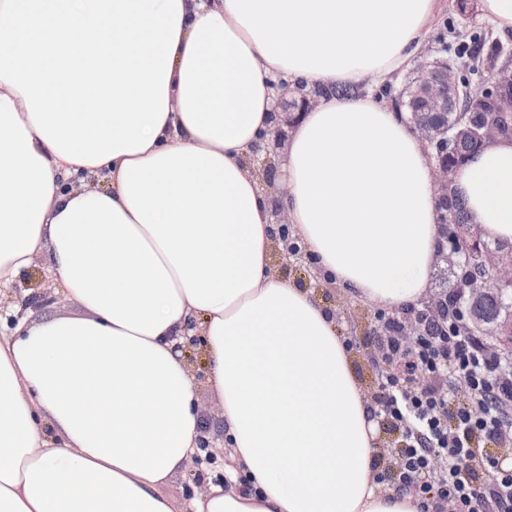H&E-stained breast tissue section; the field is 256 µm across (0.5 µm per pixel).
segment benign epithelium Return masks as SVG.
<instances>
[{
    "label": "benign epithelium",
    "instance_id": "benign-epithelium-1",
    "mask_svg": "<svg viewBox=\"0 0 512 512\" xmlns=\"http://www.w3.org/2000/svg\"><path fill=\"white\" fill-rule=\"evenodd\" d=\"M457 74L458 67L453 64L440 59H426L419 64L413 79V95L421 100L426 111L446 112L459 88ZM511 80L512 67L498 72L490 92L479 101L476 109L477 126L485 131H492L490 137L480 136L483 148L500 139L512 138V127L503 122L505 115L512 114V92L506 90ZM309 106L310 100L304 93L290 100L281 99L276 105L277 112L274 113V136L278 137L281 133L280 115H286L291 111L301 114L307 111ZM414 126L434 159L433 183L438 207L442 208L439 213V223L444 224L446 209L452 197L451 183L454 174V170L448 168L446 163L448 131L424 121H418ZM253 163L262 171L265 186L273 189L276 194L272 235L278 241L275 257L279 259L280 274L286 278L291 267L288 259L309 262L311 258L304 247L298 244V238L293 236L292 224L288 222L287 211L282 202L286 197L287 188L274 184L276 166L271 157L266 154V146L258 144L253 148ZM481 243L482 237L477 233L463 247L450 248L446 252L448 262L457 266L481 260L483 258ZM493 279L500 289H511L512 260L498 262L494 266ZM461 291L476 302L487 293V288H485V282L481 280H467L461 284ZM489 329L496 338V344L492 345L493 351L504 361V367L512 370V338L501 335L497 325H491Z\"/></svg>",
    "mask_w": 512,
    "mask_h": 512
}]
</instances>
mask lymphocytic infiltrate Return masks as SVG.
I'll return each instance as SVG.
<instances>
[{
  "mask_svg": "<svg viewBox=\"0 0 512 512\" xmlns=\"http://www.w3.org/2000/svg\"><path fill=\"white\" fill-rule=\"evenodd\" d=\"M417 327L406 336L408 315ZM374 339L384 366L367 410L399 431L396 468L384 450L372 460L378 483L411 493L420 512H512V464L483 443H512V374L498 370L494 352L462 329L463 311L444 301L438 313L421 305L375 314Z\"/></svg>",
  "mask_w": 512,
  "mask_h": 512,
  "instance_id": "lymphocytic-infiltrate-1",
  "label": "lymphocytic infiltrate"
}]
</instances>
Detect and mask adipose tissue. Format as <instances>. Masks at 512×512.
<instances>
[{"label": "adipose tissue", "mask_w": 512, "mask_h": 512, "mask_svg": "<svg viewBox=\"0 0 512 512\" xmlns=\"http://www.w3.org/2000/svg\"><path fill=\"white\" fill-rule=\"evenodd\" d=\"M441 0H0V292L34 262L79 316L15 298L0 328V512H178L199 455L188 337L225 480L190 512H418L372 469L376 427L335 314L274 269L253 147L283 153L293 234L326 284L400 308L430 287L433 159L367 93L410 67ZM512 241V141L452 183ZM249 484L238 483V475ZM309 106H310V100L307 97V95L304 93L299 94L298 98L294 97L291 100L282 98L276 105V109L281 110V111L274 112V117H275L274 118V127L275 128L273 131L274 137L275 138L279 137L280 133H281V128H280V124H279V121H281L280 114L287 115L288 112L296 111L297 114H295L294 116L300 115L303 112H307ZM294 116H292V118ZM292 118L290 119L288 124H284L283 126H281L285 133V141L287 138L288 129L291 128ZM198 483L202 485L201 489L197 486ZM206 484L207 471L194 462H188L171 476L168 485L165 487V492L174 498L179 508L185 512L189 511L190 496L188 495V489L192 488L194 492H202L206 489Z\"/></svg>", "instance_id": "adipose-tissue-1"}]
</instances>
